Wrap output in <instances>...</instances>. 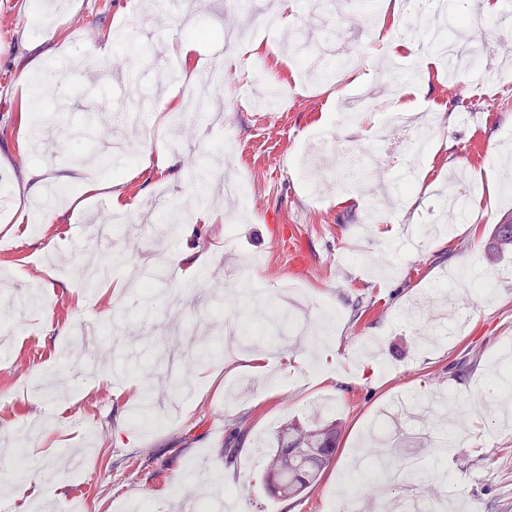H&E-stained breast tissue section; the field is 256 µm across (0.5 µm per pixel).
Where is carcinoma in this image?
Masks as SVG:
<instances>
[{
    "label": "carcinoma",
    "mask_w": 512,
    "mask_h": 512,
    "mask_svg": "<svg viewBox=\"0 0 512 512\" xmlns=\"http://www.w3.org/2000/svg\"><path fill=\"white\" fill-rule=\"evenodd\" d=\"M490 249L498 256L512 254V215L495 225ZM340 432L335 420L310 427L281 425L266 458L264 480L269 492L280 500L303 494L333 461Z\"/></svg>",
    "instance_id": "1"
}]
</instances>
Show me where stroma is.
Listing matches in <instances>:
<instances>
[{
    "label": "stroma",
    "instance_id": "obj_1",
    "mask_svg": "<svg viewBox=\"0 0 512 512\" xmlns=\"http://www.w3.org/2000/svg\"><path fill=\"white\" fill-rule=\"evenodd\" d=\"M288 4L287 30L263 21ZM448 19L472 24L458 40L492 61L512 59V15L484 17L479 0H447ZM379 0H0V456L25 444L41 492L27 512H61L85 492L83 512H180L233 491L234 512H385L382 479L362 471L378 457L411 456L424 482L395 496L443 500L441 512H512V423L493 383L512 366V279L487 256L489 236L512 201L488 198L485 172L512 159V99L481 92L478 70L449 80L443 65L392 78V64L363 67L348 83L314 78L285 52L298 31L328 60L361 58ZM263 50L226 62L223 36ZM181 62L180 83L159 62ZM110 45L107 58L94 56ZM42 62L45 79L23 78ZM224 71L200 119L189 103L205 64ZM418 86L417 112L430 127L420 190L402 193L381 163L336 175V146H372L385 99ZM373 109L346 115L358 97ZM234 115L224 124V111ZM164 145L180 172L147 162ZM77 169L65 199L44 212L24 185ZM207 170L200 200L193 172ZM475 189L452 230L413 247L422 210L448 176ZM237 179L249 203L225 196ZM103 181L89 196L82 184ZM223 222L203 224L200 203ZM399 223H387L390 215ZM213 255L208 292L191 299L179 276L184 255ZM252 273L256 284L238 280ZM456 291L460 323L441 329ZM112 296L104 316L101 287ZM111 333L74 345L88 325ZM267 351V374L241 358ZM156 416L135 421L134 385ZM340 421L333 462L301 496L277 501L264 486L265 456L280 425ZM451 475L445 487L443 475Z\"/></svg>",
    "mask_w": 512,
    "mask_h": 512
}]
</instances>
